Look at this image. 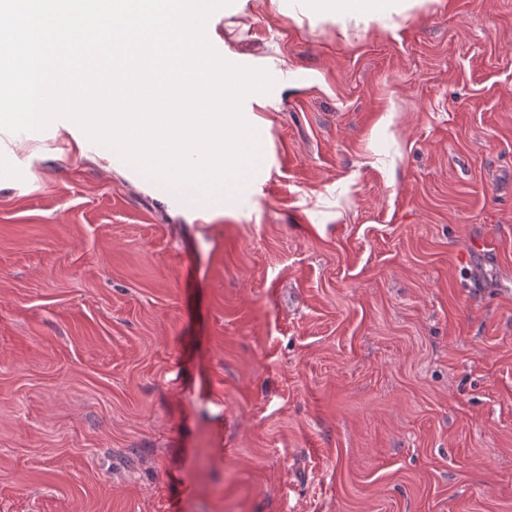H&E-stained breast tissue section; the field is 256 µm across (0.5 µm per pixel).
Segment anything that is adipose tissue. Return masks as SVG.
I'll list each match as a JSON object with an SVG mask.
<instances>
[{"label":"adipose tissue","mask_w":512,"mask_h":512,"mask_svg":"<svg viewBox=\"0 0 512 512\" xmlns=\"http://www.w3.org/2000/svg\"><path fill=\"white\" fill-rule=\"evenodd\" d=\"M426 0H301V13L333 15L364 28L385 26L392 14L424 5Z\"/></svg>","instance_id":"1"}]
</instances>
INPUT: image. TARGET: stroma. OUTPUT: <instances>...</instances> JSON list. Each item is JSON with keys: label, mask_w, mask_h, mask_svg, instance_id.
Listing matches in <instances>:
<instances>
[{"label": "stroma", "mask_w": 512, "mask_h": 512, "mask_svg": "<svg viewBox=\"0 0 512 512\" xmlns=\"http://www.w3.org/2000/svg\"><path fill=\"white\" fill-rule=\"evenodd\" d=\"M233 0L269 162L202 217L0 131V512H512V0ZM430 0H320L300 1L299 11L302 14L313 13L320 16L336 15V19L354 21L355 25H363L365 30L372 27H386V21L393 13L422 6Z\"/></svg>", "instance_id": "stroma-1"}]
</instances>
